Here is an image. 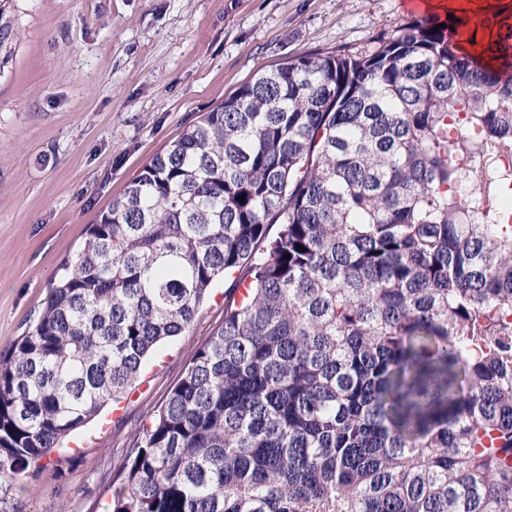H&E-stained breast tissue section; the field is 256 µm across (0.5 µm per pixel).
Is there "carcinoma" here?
<instances>
[{"label": "carcinoma", "instance_id": "cac0c4a2", "mask_svg": "<svg viewBox=\"0 0 512 512\" xmlns=\"http://www.w3.org/2000/svg\"><path fill=\"white\" fill-rule=\"evenodd\" d=\"M461 25L289 58L156 154L0 354V476L231 276L108 512H512V56Z\"/></svg>", "mask_w": 512, "mask_h": 512}]
</instances>
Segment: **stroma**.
Returning <instances> with one entry per match:
<instances>
[{
  "instance_id": "obj_1",
  "label": "stroma",
  "mask_w": 512,
  "mask_h": 512,
  "mask_svg": "<svg viewBox=\"0 0 512 512\" xmlns=\"http://www.w3.org/2000/svg\"><path fill=\"white\" fill-rule=\"evenodd\" d=\"M0 58V351L64 261L200 113L290 57L356 51L422 18L408 0H9ZM218 281L135 386L18 479L0 512H103L139 430L224 320Z\"/></svg>"
}]
</instances>
